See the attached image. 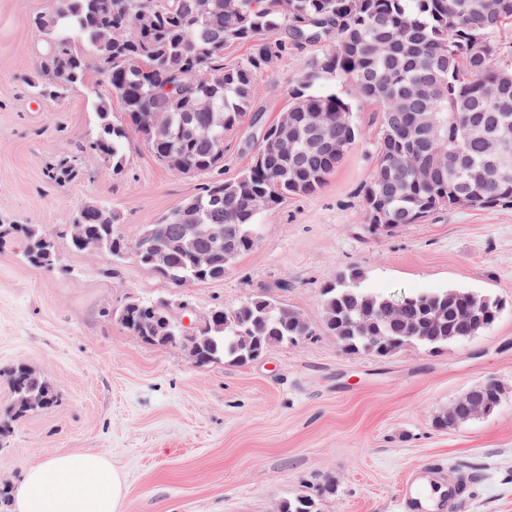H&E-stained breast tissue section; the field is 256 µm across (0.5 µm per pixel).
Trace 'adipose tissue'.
Returning a JSON list of instances; mask_svg holds the SVG:
<instances>
[{"label":"adipose tissue","instance_id":"adipose-tissue-1","mask_svg":"<svg viewBox=\"0 0 512 512\" xmlns=\"http://www.w3.org/2000/svg\"><path fill=\"white\" fill-rule=\"evenodd\" d=\"M123 483L107 458L58 455L30 466L15 512H122Z\"/></svg>","mask_w":512,"mask_h":512}]
</instances>
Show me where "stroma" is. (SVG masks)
Masks as SVG:
<instances>
[{
	"label": "stroma",
	"instance_id": "stroma-1",
	"mask_svg": "<svg viewBox=\"0 0 512 512\" xmlns=\"http://www.w3.org/2000/svg\"><path fill=\"white\" fill-rule=\"evenodd\" d=\"M56 0H0V221L36 224L56 241L53 267L33 265L14 232L0 241V512L27 467L53 455H105L122 477L124 512H276L280 503L333 484L317 512H397L403 474L429 460L471 482L459 512H512V203L432 213L392 230L361 206L374 160L376 113L353 100L361 132L318 191L288 197L256 219L257 243L223 280L172 287L133 255L75 250L67 229L79 209L107 203L126 239L201 192L203 176L178 177L138 139L113 173L86 148L96 130L95 81L62 103L35 94L47 40L32 24ZM289 47L257 73L251 116L224 142L223 179L252 151L254 120L285 112L304 60ZM74 159L57 183L51 169ZM358 271L359 287L390 298L463 289L499 300L486 333L429 351L349 353L322 328L326 284ZM266 293L301 313L313 333L268 348L245 365H206L189 348L127 331L133 299L168 304L189 330L210 312ZM27 366L58 400L11 419L9 368ZM487 380L504 389L490 415L450 430L437 415Z\"/></svg>",
	"mask_w": 512,
	"mask_h": 512
}]
</instances>
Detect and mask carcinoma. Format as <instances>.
<instances>
[{
  "label": "carcinoma",
  "mask_w": 512,
  "mask_h": 512,
  "mask_svg": "<svg viewBox=\"0 0 512 512\" xmlns=\"http://www.w3.org/2000/svg\"><path fill=\"white\" fill-rule=\"evenodd\" d=\"M483 0H212L204 18L194 13V0H57L51 15L33 20L47 35L48 49L39 62L37 93L65 101L85 85L90 74L101 87L97 102L98 128L87 148L107 159L120 173L128 161L127 146L139 138L165 166L181 161L195 176L224 167V138L251 109L259 86L256 73L291 44L322 45V51L302 64L291 91L296 151H274L273 125L255 150L249 167L233 180L213 181L183 208L196 209L197 223L230 230L231 246L223 247L206 269L196 254L210 247L198 236L174 247L182 219L173 212L139 235L152 243L140 262L154 269L173 287L185 279L207 283L224 279L225 269L254 246V226L260 211L290 195L319 190L342 158L336 151L308 148L316 114L333 123L327 137L340 136L353 145L360 138L351 120L348 99L321 89L328 80L344 79L354 95L378 113L373 140L374 170L362 195V207L374 220L377 198L400 224H418L437 210L454 207L452 195L460 185H476L470 207L512 203V162L493 159L488 140L502 126L512 127V64L498 63L500 34L512 25V0H500L497 18L486 15ZM82 41L92 47L104 67L94 72L76 49ZM249 43L246 58L224 65V46ZM189 67L204 75L193 87L183 80ZM212 99L224 115V125L210 127L211 116L192 108L193 98ZM122 103L125 122L112 120V99ZM392 112H435L436 131L448 150V167L428 182L416 179L418 157L432 139L418 128L395 127ZM207 129L196 139L174 136L184 120ZM77 173L72 160H62L52 175L65 183ZM86 234L102 250L118 256L128 241L115 233L116 215L89 203L81 209ZM27 258L49 268L56 260V243L43 244V230L22 228ZM353 271L323 288L326 332L351 353L385 357L408 346L440 349L455 340L488 330L502 309L486 298L491 316L474 322L464 305L469 292L443 290L404 298L413 315L403 323L388 319L392 299L368 293ZM158 304L134 302L124 327L151 320ZM312 326L297 311L259 294L221 315L210 313L197 331L198 362L221 359L248 363L252 353L272 344L299 341ZM15 402L12 416L33 410V404L53 388L25 366L10 369ZM278 512H315V499L283 502Z\"/></svg>",
  "instance_id": "carcinoma-1"
}]
</instances>
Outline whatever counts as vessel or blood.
Instances as JSON below:
<instances>
[{"mask_svg": "<svg viewBox=\"0 0 512 512\" xmlns=\"http://www.w3.org/2000/svg\"><path fill=\"white\" fill-rule=\"evenodd\" d=\"M467 492L442 463L430 461L403 480L398 494L400 512H454Z\"/></svg>", "mask_w": 512, "mask_h": 512, "instance_id": "b4317fda", "label": "vessel or blood"}]
</instances>
